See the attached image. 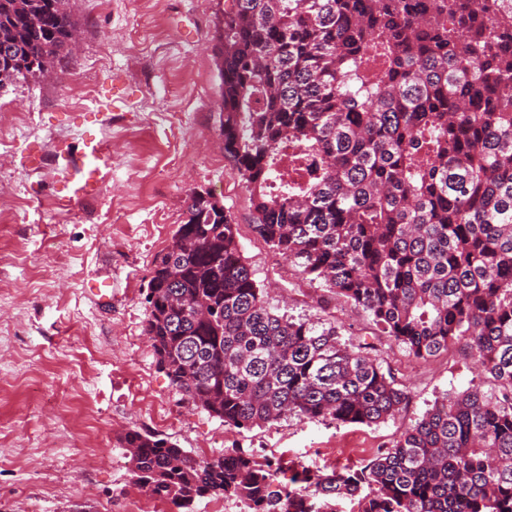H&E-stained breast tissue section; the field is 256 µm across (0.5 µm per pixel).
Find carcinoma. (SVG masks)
<instances>
[{"label": "carcinoma", "mask_w": 512, "mask_h": 512, "mask_svg": "<svg viewBox=\"0 0 512 512\" xmlns=\"http://www.w3.org/2000/svg\"><path fill=\"white\" fill-rule=\"evenodd\" d=\"M58 2L0 0V38L20 37L0 89L70 43ZM222 81L224 158L253 231L364 312L371 341L271 308L238 225L194 193L145 295L171 384L238 430L379 425L410 401L385 337L422 361L459 348L494 387L435 400L329 473L249 448L197 460L131 430L135 483L179 509L221 496L240 512H512V4L232 0Z\"/></svg>", "instance_id": "cac0c4a2"}]
</instances>
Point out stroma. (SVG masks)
<instances>
[{"label": "stroma", "instance_id": "obj_1", "mask_svg": "<svg viewBox=\"0 0 512 512\" xmlns=\"http://www.w3.org/2000/svg\"><path fill=\"white\" fill-rule=\"evenodd\" d=\"M230 0H65L80 40L45 72L0 90V512H178L136 488L120 436L169 438L201 459L227 448L282 455L314 470L355 465L414 425L437 398L487 375L460 352L416 363L382 356L408 408L367 427L294 419L249 431L189 403L144 334L146 286L192 192L210 194L272 306L364 335L365 313L321 309L320 283L298 278L250 227L248 192L224 158L221 79ZM194 32L182 37L183 28ZM91 92L72 103L79 82ZM112 151L98 192L66 205V161L86 135ZM107 282L106 297L90 282Z\"/></svg>", "mask_w": 512, "mask_h": 512}]
</instances>
